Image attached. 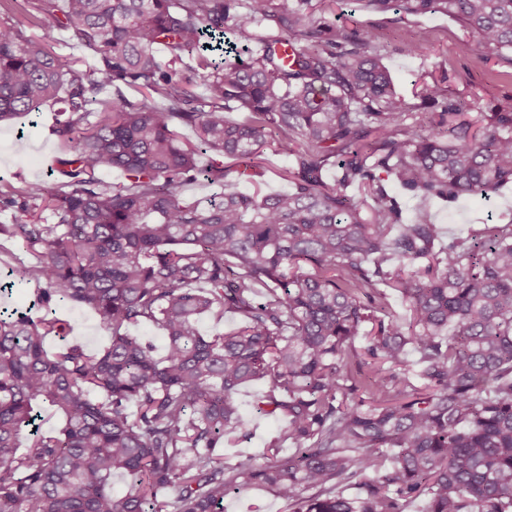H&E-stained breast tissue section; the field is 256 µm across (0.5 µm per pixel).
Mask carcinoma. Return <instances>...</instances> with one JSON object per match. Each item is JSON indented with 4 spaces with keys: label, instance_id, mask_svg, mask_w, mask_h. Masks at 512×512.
<instances>
[{
    "label": "carcinoma",
    "instance_id": "cac0c4a2",
    "mask_svg": "<svg viewBox=\"0 0 512 512\" xmlns=\"http://www.w3.org/2000/svg\"><path fill=\"white\" fill-rule=\"evenodd\" d=\"M365 2L446 14L512 66V0ZM31 8L98 65L0 16V122L56 102L70 144L50 182L0 193V235L36 256L0 295L33 284L41 311L0 307V512H163L168 491L174 512H224L251 488L289 512H512V213L446 238L424 205L512 183V111L465 118L446 74L408 102L371 31L319 17L326 0ZM270 140L288 190L264 194ZM207 151L231 164L199 165ZM200 176L221 188L203 207L178 193ZM391 185L420 202L413 219ZM60 305L92 311L108 345L48 352ZM226 313L239 327L200 333ZM144 324L163 358L130 332ZM250 382L280 427L229 464L224 441L252 432Z\"/></svg>",
    "mask_w": 512,
    "mask_h": 512
}]
</instances>
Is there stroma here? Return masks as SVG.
Returning a JSON list of instances; mask_svg holds the SVG:
<instances>
[{
    "mask_svg": "<svg viewBox=\"0 0 512 512\" xmlns=\"http://www.w3.org/2000/svg\"><path fill=\"white\" fill-rule=\"evenodd\" d=\"M28 10L26 0H0V13L23 20L25 35L50 33L58 53L75 61L78 68L96 65V55L70 31L54 25L26 23L24 17ZM324 17L339 25L369 29L377 44L386 49L385 63L394 76L397 92L405 98H412L421 73L443 68L448 72V81L442 86V94L449 101L474 102L485 112L494 107H512V67L482 58L473 48L472 37L453 18L442 14L380 13L367 6L365 0H334ZM57 110V105L47 104L31 115L0 122V190H23L46 181L51 165L68 153V143L53 132ZM429 212L436 223L452 233L479 232L497 223L501 214L512 212V185L487 199H462L451 205L434 203ZM58 314L71 326L69 339L91 349L105 344V334L91 312L62 306ZM255 392V387H248L239 399L245 415L254 419L258 428L255 434L225 449L226 457L237 459L259 453L266 434L276 428L273 421L254 409Z\"/></svg>",
    "mask_w": 512,
    "mask_h": 512,
    "instance_id": "obj_1",
    "label": "stroma"
}]
</instances>
